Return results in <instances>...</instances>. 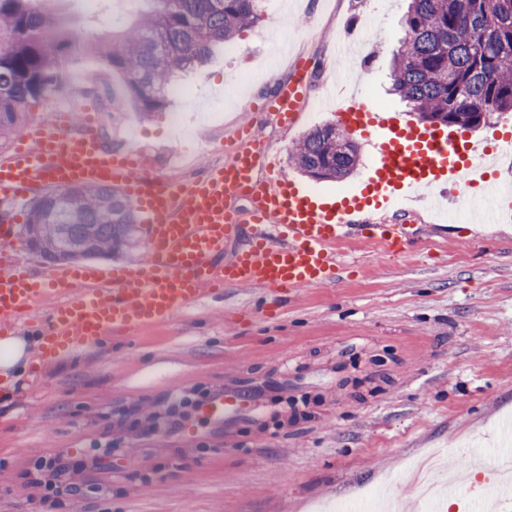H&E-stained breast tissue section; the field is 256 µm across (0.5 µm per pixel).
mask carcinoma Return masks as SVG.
Masks as SVG:
<instances>
[{
    "instance_id": "carcinoma-1",
    "label": "carcinoma",
    "mask_w": 512,
    "mask_h": 512,
    "mask_svg": "<svg viewBox=\"0 0 512 512\" xmlns=\"http://www.w3.org/2000/svg\"><path fill=\"white\" fill-rule=\"evenodd\" d=\"M115 45L85 44L42 8V0H0V146L22 129L32 99L63 90L60 55L87 50L125 77L141 112L165 106L177 75L203 68L215 47L232 42L262 20V0H139ZM392 88L418 121H450L461 129L512 112V0H410L404 36L394 53ZM289 160L316 180L344 179L359 149L333 123L302 136ZM69 203L56 192L29 208L42 247L61 260L91 259L135 245L130 203L107 185L69 186Z\"/></svg>"
}]
</instances>
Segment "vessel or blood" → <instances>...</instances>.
<instances>
[{"label": "vessel or blood", "instance_id": "b4317fda", "mask_svg": "<svg viewBox=\"0 0 512 512\" xmlns=\"http://www.w3.org/2000/svg\"><path fill=\"white\" fill-rule=\"evenodd\" d=\"M314 65L304 58L279 82L269 99L272 117L293 124L306 104L303 90ZM352 133L371 140L376 163L358 195L328 201L301 185L259 176L267 154L243 125L224 163L201 170L188 186L152 176L138 152L105 147L90 119L72 117L36 122L0 160V196L15 206L0 216V335L14 333L28 314L53 299L39 330L41 363L134 335L168 321L203 295L227 288H254L275 297L298 288L336 282L344 266L338 242L357 238L396 254L416 243L403 224H376L367 208L392 209L401 191L435 183L479 185L474 204L490 200L488 221H512V199L499 185L477 181L469 164L471 142L453 129L407 127L396 115L379 117L353 95L337 106ZM40 184H116L146 226V253L134 267L61 266L38 276L19 265L13 249L19 208ZM247 198L240 216L233 202ZM243 403L234 390L210 401L205 411L217 419L238 417Z\"/></svg>", "mask_w": 512, "mask_h": 512}]
</instances>
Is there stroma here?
Here are the masks:
<instances>
[{"mask_svg": "<svg viewBox=\"0 0 512 512\" xmlns=\"http://www.w3.org/2000/svg\"><path fill=\"white\" fill-rule=\"evenodd\" d=\"M409 0H263V19L219 48L210 65L177 82L181 93L150 115L132 106L122 76L85 51L64 66L65 97H90L109 147L161 162L188 156L181 175L223 161L242 123L277 162L278 173L318 194L346 196L367 179L374 148L359 140L360 162L342 181L315 180L288 161L291 146L336 108L301 112L292 128L265 116L275 85L288 77L271 39L316 58L308 98L344 95L338 42L357 47L366 103L413 124L390 92V65ZM63 26L83 23L90 39L129 19L110 0H46ZM221 105L220 120L196 121L174 138L173 113ZM418 201L386 212L411 225L421 244L405 255L358 242L341 245L348 268L335 285L263 298L228 288L129 340H108L55 361L28 365L11 403L0 402V512H310L354 497L401 471L428 449L467 444L492 454L512 417V233L464 218L436 220ZM239 391L237 422L203 410L182 431H131L134 406L164 408L180 392ZM126 449L95 459L97 442ZM68 458L84 489L43 501L29 477L35 454Z\"/></svg>", "mask_w": 512, "mask_h": 512, "instance_id": "35a3bbf8", "label": "stroma"}]
</instances>
